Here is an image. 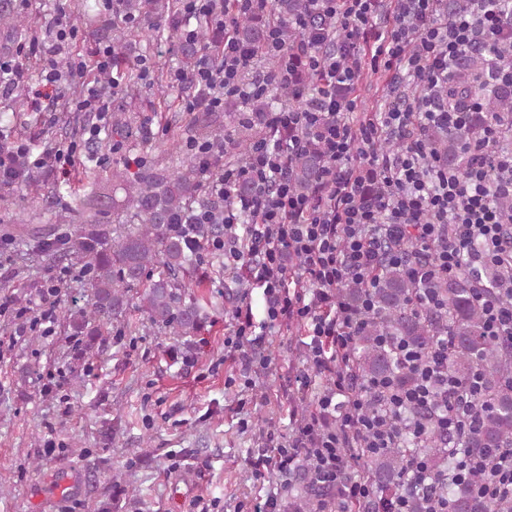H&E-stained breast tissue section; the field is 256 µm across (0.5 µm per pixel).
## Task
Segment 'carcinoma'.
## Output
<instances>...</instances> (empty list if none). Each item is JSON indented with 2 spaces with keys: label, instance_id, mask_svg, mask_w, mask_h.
Returning <instances> with one entry per match:
<instances>
[{
  "label": "carcinoma",
  "instance_id": "carcinoma-1",
  "mask_svg": "<svg viewBox=\"0 0 512 512\" xmlns=\"http://www.w3.org/2000/svg\"><path fill=\"white\" fill-rule=\"evenodd\" d=\"M305 9L303 0H274L272 14H257L240 22L238 38L259 46L266 38L271 21L280 23L284 38H297L294 21ZM155 15L154 38L157 41H181L186 25L197 30L207 27L203 18L187 19L179 0H152ZM491 66L490 55L482 48L470 46L457 55L448 103L462 105L477 97L483 108L467 116L465 125L457 129L432 126L426 137L435 158L452 168L467 164V147L485 133L487 118L493 112L512 113V84L486 81ZM128 78V61L124 36L112 41V79ZM305 91L306 104L316 105L314 77L297 67L295 82L290 87H272L259 96L241 101L255 120L238 128L237 145L247 146L264 133L260 118L266 112L285 105L293 91ZM325 164L321 147L310 142L305 149L288 159V179L301 194H309ZM111 201L112 209L134 210L138 224L117 231V235L97 228L102 199ZM85 224L73 242L91 271L93 302L89 312L73 317V331L85 338L86 348H94L103 328L121 316L130 303L129 292L138 287V307L155 325L168 328L177 336L195 332L203 320L204 297L189 290L179 274L195 262L196 252L183 233L176 229L192 212L210 211L216 216L224 212V199L207 194L203 188L200 166L186 158L172 172H112V194L94 192L81 202ZM404 260L383 262L379 267L378 286L371 293L355 281L345 282L339 289L340 300L351 311L362 313L364 301L370 311L363 322L352 349V367L359 380L387 379L399 388L408 389L418 383V371L399 360L396 346L407 343L426 352L449 336L448 371L460 388L465 389L474 377L481 379V399L487 403L476 428L466 435L453 430L434 429L421 439L405 435L395 448H384L365 458L362 475L372 482L377 493L363 505L364 512H392L400 497L407 499L408 512H429L430 501L437 497L448 504V512H475L473 481L448 479L453 471L457 451L463 449L478 455L490 448H512V343H492L484 334V313L480 301L469 288L473 273L468 271L455 280H442L435 285L440 302L425 309L414 306L420 284L411 279L407 267L416 258V249L404 242ZM489 285L488 295L497 298L496 284L508 276L505 270H483ZM433 408H410L403 423L434 420ZM425 459L442 480L429 486L408 476V462ZM299 507L308 508L325 490L309 482L295 489Z\"/></svg>",
  "mask_w": 512,
  "mask_h": 512
}]
</instances>
